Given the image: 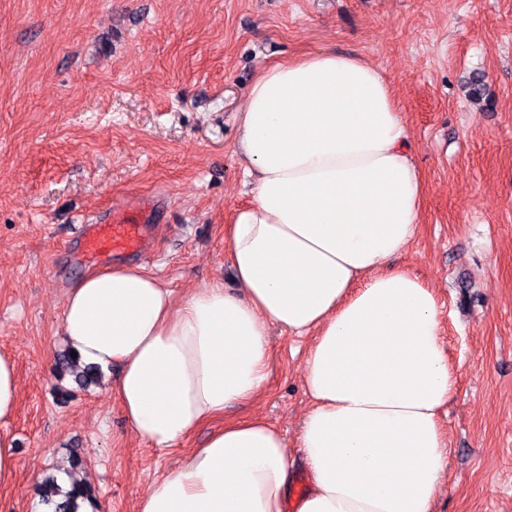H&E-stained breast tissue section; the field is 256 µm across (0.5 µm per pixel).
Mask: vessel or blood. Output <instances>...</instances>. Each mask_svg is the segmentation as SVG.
<instances>
[{"mask_svg": "<svg viewBox=\"0 0 512 512\" xmlns=\"http://www.w3.org/2000/svg\"><path fill=\"white\" fill-rule=\"evenodd\" d=\"M153 213V206L143 200L117 204L98 223L79 225L77 239L90 255L141 253L152 233Z\"/></svg>", "mask_w": 512, "mask_h": 512, "instance_id": "1", "label": "vessel or blood"}]
</instances>
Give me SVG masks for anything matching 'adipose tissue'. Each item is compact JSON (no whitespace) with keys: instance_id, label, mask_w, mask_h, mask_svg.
<instances>
[{"instance_id":"1","label":"adipose tissue","mask_w":512,"mask_h":512,"mask_svg":"<svg viewBox=\"0 0 512 512\" xmlns=\"http://www.w3.org/2000/svg\"><path fill=\"white\" fill-rule=\"evenodd\" d=\"M238 150L254 187L226 236L235 288L178 298L139 265L90 271L61 321L77 367L120 366L125 419L163 456L261 396L269 325L312 337L299 432L311 485L296 512H434L455 379L435 291L390 264L415 236L423 191L392 89L329 50L271 65L245 94ZM18 390L0 354V484L17 466L2 424ZM293 466L266 420L231 421L153 479L136 512H286Z\"/></svg>"}]
</instances>
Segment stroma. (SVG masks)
Segmentation results:
<instances>
[{
  "label": "stroma",
  "instance_id": "stroma-1",
  "mask_svg": "<svg viewBox=\"0 0 512 512\" xmlns=\"http://www.w3.org/2000/svg\"><path fill=\"white\" fill-rule=\"evenodd\" d=\"M323 49L379 70L423 177L416 236L393 264L435 289L455 373L435 512H512V0H0V354L20 381L0 512H35L42 476L75 457L105 512H134L221 428L158 456L107 389L116 366L59 401L65 294L112 262L84 254L74 227L151 201L163 220L137 263L179 297L232 287L224 235L253 197L235 152L244 95L263 68ZM270 337L261 398L224 415L262 416L293 446L310 340Z\"/></svg>",
  "mask_w": 512,
  "mask_h": 512
}]
</instances>
